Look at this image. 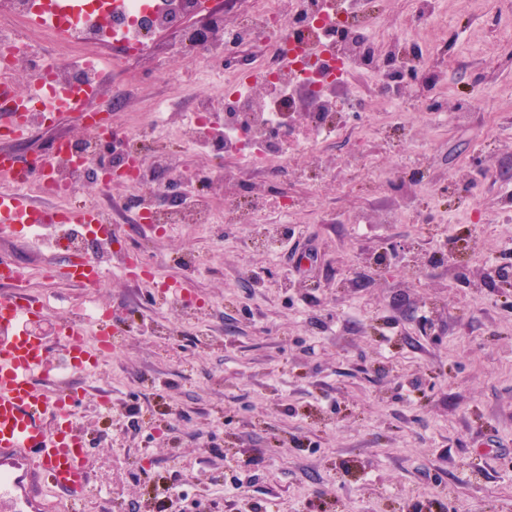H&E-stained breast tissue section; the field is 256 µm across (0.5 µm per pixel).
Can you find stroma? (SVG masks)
<instances>
[{
	"label": "stroma",
	"instance_id": "obj_1",
	"mask_svg": "<svg viewBox=\"0 0 512 512\" xmlns=\"http://www.w3.org/2000/svg\"><path fill=\"white\" fill-rule=\"evenodd\" d=\"M205 23L184 18L112 70L114 123L155 103L176 123L220 97L226 57L203 66L179 49L182 27ZM414 41L437 46L449 109L472 107L437 125L407 104L445 194L397 176L377 191L374 166L348 156L395 159L359 122L326 148L319 196L294 172L241 170L237 188L295 204L293 259L250 249L246 227L223 222L218 185L216 223L127 237L157 281L184 282L190 310L136 286L115 257L91 292L44 280L52 228L0 234V253L31 271L27 291L50 302L43 334L84 309L125 313L116 356L73 380L92 473L79 512H512V302L504 281L477 275L512 274V14L447 0L446 24ZM394 205L409 222L376 223ZM237 480L242 495L227 494Z\"/></svg>",
	"mask_w": 512,
	"mask_h": 512
}]
</instances>
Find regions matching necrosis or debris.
<instances>
[{"instance_id":"1","label":"necrosis or debris","mask_w":512,"mask_h":512,"mask_svg":"<svg viewBox=\"0 0 512 512\" xmlns=\"http://www.w3.org/2000/svg\"><path fill=\"white\" fill-rule=\"evenodd\" d=\"M413 2L412 16L388 31L374 22L377 0H261L256 12L224 28L225 45L246 51L258 47L262 53L248 69L225 68L220 77L222 102H200L174 131L155 104L134 123L113 128L112 136L123 142L128 160L148 162L154 144L172 135L210 161V182L229 187L224 194L225 223L247 225L251 247L267 252L291 224L295 211L285 201L271 207L265 194L235 191V173L244 167L295 169L311 189H318L325 167L303 165L299 159L322 155L333 137L345 130L347 113L363 111L359 91L348 79L356 71L373 81L385 114L380 123L368 125L369 135L404 160V174L415 178L421 190L436 192V183L426 176L434 148L409 137L403 109L409 91L397 81V73L412 69L425 74L428 85L418 96L434 123H447L463 112L448 111L442 98L431 94V86L443 80L431 49L415 47L405 39L413 26L441 23L440 0ZM207 4L208 0H154L150 5L144 0H119L112 18L133 33L123 47L124 55L143 52L156 30L177 24L190 12L206 10ZM97 12V7H89L79 24L81 38L67 40L47 60L37 55L35 47L56 38V31H34L31 0H12V18L0 28V73H13L22 64L30 83L45 85L50 92L68 90L82 96L100 77L101 60L92 51L100 37ZM217 110L223 112V122L213 121ZM99 141V135L90 132L71 143L51 181L59 200L69 199L95 178ZM48 184L36 180L32 187L43 192ZM203 193V187L192 186L177 209L160 198L135 202L136 221L154 227L215 223L213 212L202 202ZM58 237L73 255L94 262L100 253L119 249L124 241L120 233L107 236L76 224L59 225Z\"/></svg>"}]
</instances>
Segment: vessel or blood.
<instances>
[{
  "instance_id": "b4317fda",
  "label": "vessel or blood",
  "mask_w": 512,
  "mask_h": 512,
  "mask_svg": "<svg viewBox=\"0 0 512 512\" xmlns=\"http://www.w3.org/2000/svg\"><path fill=\"white\" fill-rule=\"evenodd\" d=\"M59 12L36 9L39 22L55 23L59 13L78 17L84 0H60ZM68 144L55 140L38 159L0 148V175L11 177L0 187V231L22 233L34 217L43 223L95 224L101 214L89 207L65 212L35 205L23 185L31 166L52 172ZM50 311L46 300L15 288L0 290V512H40L45 491L78 501L90 487V467L81 431L70 410L74 390L57 371L51 346L30 325ZM80 319L62 320V353L77 367H96V356L84 338Z\"/></svg>"
}]
</instances>
